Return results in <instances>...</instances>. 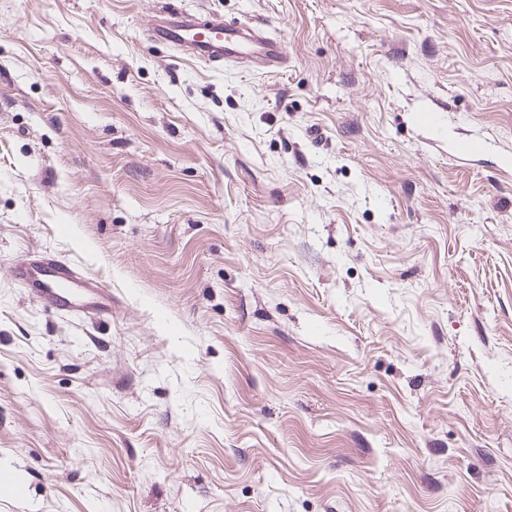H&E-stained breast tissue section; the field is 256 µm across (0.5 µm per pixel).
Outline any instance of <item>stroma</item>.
Wrapping results in <instances>:
<instances>
[{"instance_id": "35a3bbf8", "label": "stroma", "mask_w": 512, "mask_h": 512, "mask_svg": "<svg viewBox=\"0 0 512 512\" xmlns=\"http://www.w3.org/2000/svg\"><path fill=\"white\" fill-rule=\"evenodd\" d=\"M0 466V512H512V0H0ZM147 25L153 41L212 67L256 59L274 72L288 63L284 42L253 23H226L218 13H188L173 7L159 11ZM12 273L58 311L82 307L98 313L112 312V291L85 278L62 260L34 259L16 265Z\"/></svg>"}]
</instances>
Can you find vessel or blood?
Listing matches in <instances>:
<instances>
[{"label": "vessel or blood", "instance_id": "obj_1", "mask_svg": "<svg viewBox=\"0 0 512 512\" xmlns=\"http://www.w3.org/2000/svg\"><path fill=\"white\" fill-rule=\"evenodd\" d=\"M148 28L153 41L212 67L256 59L274 72L288 62L284 42L269 37L255 24L225 22L218 13H188L173 7L151 17ZM13 275L56 310L76 307L98 313L112 310L111 290L85 278L64 261L34 259L16 265Z\"/></svg>", "mask_w": 512, "mask_h": 512}]
</instances>
